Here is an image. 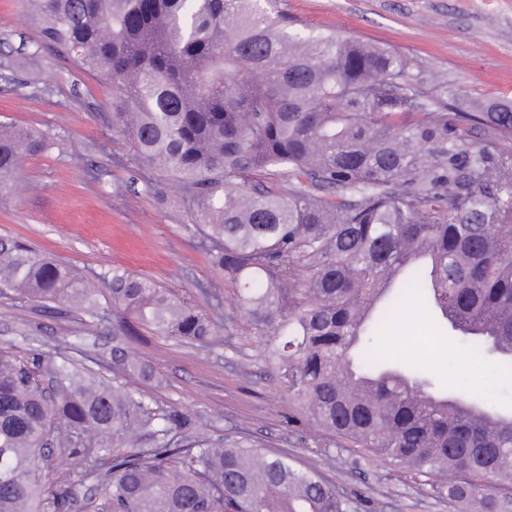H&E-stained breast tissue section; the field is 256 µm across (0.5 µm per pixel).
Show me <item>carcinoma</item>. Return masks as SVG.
Returning <instances> with one entry per match:
<instances>
[{
    "label": "carcinoma",
    "instance_id": "1",
    "mask_svg": "<svg viewBox=\"0 0 512 512\" xmlns=\"http://www.w3.org/2000/svg\"><path fill=\"white\" fill-rule=\"evenodd\" d=\"M43 45L112 82V127L150 188L270 328L264 353L311 423L416 474L438 499L512 512V415L437 390L439 364L378 350L416 301L475 361L512 362V101L472 99L399 51L298 30L279 0H31ZM56 141L0 124V191ZM0 284L112 330L111 374L0 348V512H347L321 475L126 388L148 336L222 325L152 279L104 287L0 238ZM106 297V304L100 303ZM74 461L62 474L54 454Z\"/></svg>",
    "mask_w": 512,
    "mask_h": 512
}]
</instances>
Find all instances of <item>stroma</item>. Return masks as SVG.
I'll use <instances>...</instances> for the list:
<instances>
[{"instance_id":"obj_1","label":"stroma","mask_w":512,"mask_h":512,"mask_svg":"<svg viewBox=\"0 0 512 512\" xmlns=\"http://www.w3.org/2000/svg\"><path fill=\"white\" fill-rule=\"evenodd\" d=\"M280 7L297 27L393 46L412 60L418 82L438 71L449 86L512 100V0H280ZM40 26L28 0H0V123L56 141L51 151L22 159L12 194L0 203V237L20 239L97 282L121 267L202 307L222 303L223 344L149 339L138 356L165 382L154 388L134 373L128 387L199 417L206 433L319 472L347 498L348 512H457L430 495L426 477L340 447L298 412L264 359V331L240 315L233 288L198 246L188 205L147 189L129 144L113 131L111 84L46 48ZM382 341L392 355L420 365L460 347L458 336L434 331L413 303ZM60 342L65 356L97 361L108 372L111 336L0 291V346ZM436 385L512 412L510 365L461 360L442 369Z\"/></svg>"}]
</instances>
